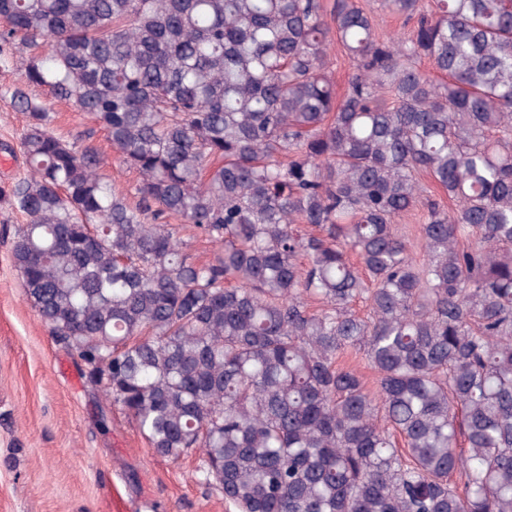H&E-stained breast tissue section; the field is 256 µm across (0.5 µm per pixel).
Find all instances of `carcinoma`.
I'll return each instance as SVG.
<instances>
[{
    "instance_id": "obj_1",
    "label": "carcinoma",
    "mask_w": 512,
    "mask_h": 512,
    "mask_svg": "<svg viewBox=\"0 0 512 512\" xmlns=\"http://www.w3.org/2000/svg\"><path fill=\"white\" fill-rule=\"evenodd\" d=\"M420 2L396 40L360 0H0V61L139 176L8 90L26 299L238 512H512V0ZM329 71L335 83L337 97L341 98L348 88L349 78L352 73L350 61L340 44L331 46ZM28 91L32 98L45 104L47 112H51L53 120L50 126L57 135L73 141L93 131L94 145L109 159L103 173L117 190L128 194L132 202L137 174L120 163L118 153L112 148L106 133L98 129L89 117L77 112L70 103L54 99L46 89L31 86Z\"/></svg>"
}]
</instances>
